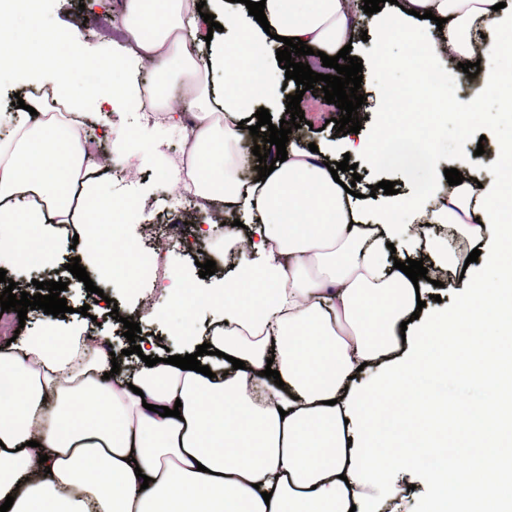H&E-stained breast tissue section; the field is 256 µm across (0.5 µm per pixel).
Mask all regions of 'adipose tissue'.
<instances>
[{
  "instance_id": "ef3b65f1",
  "label": "adipose tissue",
  "mask_w": 512,
  "mask_h": 512,
  "mask_svg": "<svg viewBox=\"0 0 512 512\" xmlns=\"http://www.w3.org/2000/svg\"><path fill=\"white\" fill-rule=\"evenodd\" d=\"M498 2L398 0L373 14L367 74L398 72L404 83L385 99L375 138L349 149L406 174L425 168L426 180L419 195L361 206L298 143L266 180L239 179L250 137L240 122L254 118L256 98L278 93L277 37L334 54L359 21L348 0H266L265 28L242 2L206 0L231 29L209 58L190 46L197 0H125V43L109 59L86 57L77 31L0 8V62L21 75L57 70L54 91L68 104L66 116L26 118L0 139V264L47 260L78 224L81 265L136 286L139 248L119 226L150 198L102 194L88 109L137 98L132 73L145 63L153 109L177 117L176 88L194 108L184 165L197 208L219 202L243 221L224 230L241 255L235 271L204 291L182 287L154 311L189 322L206 307L224 321L200 358L210 375L163 362L110 374L107 337L88 326L62 334L51 320L0 345V504L10 495L9 512H383L422 473L433 493L419 512H512V141L481 185H448L437 162L444 117L471 123L512 87V7ZM393 42L403 53L389 51ZM449 54L479 62L473 93L443 66ZM431 224L483 242L491 263L453 305L420 313L429 283L395 261L421 246L440 268L465 263ZM362 365L373 377L360 387ZM268 366L280 381L264 377ZM161 406L180 417L159 416Z\"/></svg>"
}]
</instances>
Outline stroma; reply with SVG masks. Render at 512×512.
<instances>
[{
	"label": "stroma",
	"instance_id": "35a3bbf8",
	"mask_svg": "<svg viewBox=\"0 0 512 512\" xmlns=\"http://www.w3.org/2000/svg\"><path fill=\"white\" fill-rule=\"evenodd\" d=\"M124 0H38L34 13L46 25L59 29H75L80 31L82 40L89 52L108 56L113 46L121 43ZM300 107L307 123L302 128L293 130L296 142L315 144L327 150L331 162H339L346 152L345 138L338 135L333 120L340 112L335 105L326 103L323 93L305 92ZM146 102H138L130 107L122 103L114 105L104 103L96 108L91 136L94 140V152L101 163L111 164L113 171L109 175L110 184L121 181L120 170H128L133 174L129 190L136 195L146 194L151 198L150 207L143 212L130 211L124 216L126 229L133 235H140L145 224L163 226L173 216L191 224H207L211 218L206 214H192L191 210L183 209L172 212L164 200V176L173 175L175 167L172 157L182 147L180 129L170 125L146 124L140 122L138 116L146 112ZM449 146L443 149L441 165L453 168L460 154L476 155V148H484V155H476L480 168H487L489 158L493 156L503 143L512 139V118L507 113L489 110L487 114L476 120L467 140H459L455 130H448ZM344 180H355V190L363 195H370L371 185L388 180L396 183L404 194L421 192L426 178L425 171H417L410 177H398L385 164L367 166L358 165L356 172H344ZM142 269L139 285L127 288L122 284H114L101 277L96 269H89L88 274L95 286L103 290L105 296L113 299L119 308L118 316L112 317L103 313L98 315V325L94 332L99 336L109 337L113 351H121L124 347L123 319L137 322L142 336L154 340L158 350L174 349L180 346L182 338L178 332L180 319L177 315L158 319L154 315L143 313L141 304L150 284L154 282V251L148 242H141ZM212 255L216 259L218 274L229 271L233 257L224 245L222 233H213L203 240L191 241L174 248L169 254V267L173 275L178 276L188 285L204 289L209 285L208 279L199 275L197 263L204 255ZM72 251L70 247L59 248L52 263L45 266L15 267L7 266L6 276L18 284L19 290H26L33 281L63 280L67 289L63 296L72 312L68 314L62 326L66 329L83 326L84 320L79 312L80 307L87 304L88 297L84 282L78 281L68 271Z\"/></svg>",
	"mask_w": 512,
	"mask_h": 512
}]
</instances>
